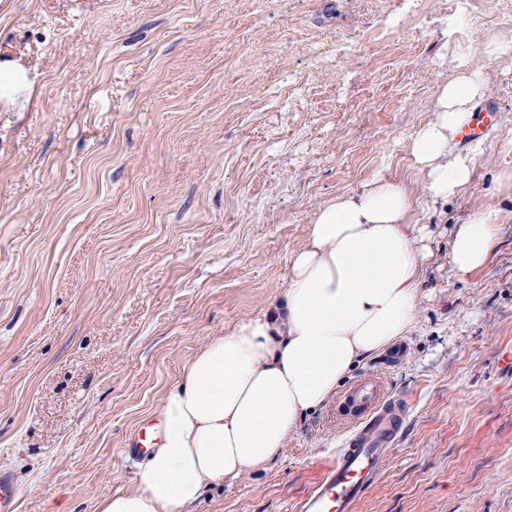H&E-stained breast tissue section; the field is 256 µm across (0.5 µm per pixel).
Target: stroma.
Returning <instances> with one entry per match:
<instances>
[{
	"label": "stroma",
	"mask_w": 512,
	"mask_h": 512,
	"mask_svg": "<svg viewBox=\"0 0 512 512\" xmlns=\"http://www.w3.org/2000/svg\"><path fill=\"white\" fill-rule=\"evenodd\" d=\"M0 0V467L18 512H97L138 486L124 450L188 360L262 310L282 314L289 256L318 210L374 176L422 197L409 136L458 58L501 109L471 184L416 208L435 256L400 360L375 375L403 409L356 512H512V0ZM469 22L449 31L448 19ZM337 34L336 63L292 43ZM501 210L489 264L456 276L448 238ZM356 421L339 400L279 456L208 487L193 512H300Z\"/></svg>",
	"instance_id": "35a3bbf8"
}]
</instances>
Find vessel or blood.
<instances>
[{"label": "vessel or blood", "mask_w": 512, "mask_h": 512, "mask_svg": "<svg viewBox=\"0 0 512 512\" xmlns=\"http://www.w3.org/2000/svg\"><path fill=\"white\" fill-rule=\"evenodd\" d=\"M500 109L493 102L478 104L467 125L457 134L460 146H467L489 133L499 123ZM348 399L364 420L327 466L322 478L304 498L301 512H354L375 478L381 474L388 447L403 422L398 402L388 398L379 379L370 377L355 383ZM19 488L12 474L0 470V512H16Z\"/></svg>", "instance_id": "vessel-or-blood-1"}]
</instances>
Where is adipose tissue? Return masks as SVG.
I'll return each instance as SVG.
<instances>
[{
  "label": "adipose tissue",
  "instance_id": "ef3b65f1",
  "mask_svg": "<svg viewBox=\"0 0 512 512\" xmlns=\"http://www.w3.org/2000/svg\"><path fill=\"white\" fill-rule=\"evenodd\" d=\"M485 92L483 68L460 60L432 119L409 144L425 173L415 199L403 183L374 179L322 207L307 244L288 259L285 321L261 311L212 337L164 397L161 444L133 491L101 500L97 512H185L208 486L234 481L275 460L307 414L324 408L352 371L407 335L431 237L409 220L462 194L482 144L452 152L451 141ZM499 209L487 207L449 240L454 272L486 266L497 247Z\"/></svg>",
  "mask_w": 512,
  "mask_h": 512
}]
</instances>
